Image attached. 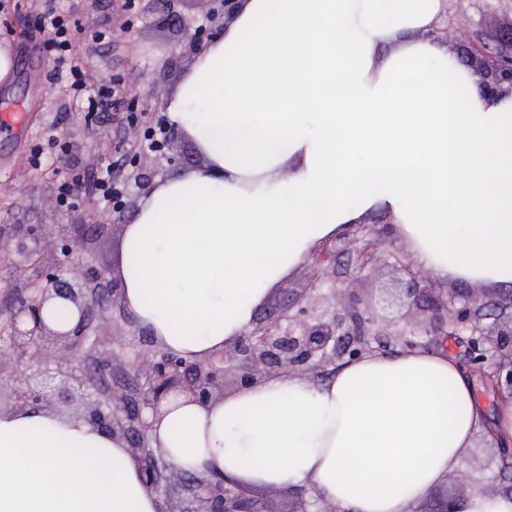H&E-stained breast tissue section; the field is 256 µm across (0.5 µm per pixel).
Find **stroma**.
I'll return each mask as SVG.
<instances>
[{"label": "stroma", "instance_id": "stroma-1", "mask_svg": "<svg viewBox=\"0 0 512 512\" xmlns=\"http://www.w3.org/2000/svg\"><path fill=\"white\" fill-rule=\"evenodd\" d=\"M50 4L81 24L75 38L88 64L87 81L117 87L119 110L85 122L81 106L53 80L54 56L40 27ZM207 10L204 0H180L177 11L186 24L181 30L159 15L124 10L123 0H0V40L11 43L16 59L11 83L0 85V110L22 102L28 113L22 140L0 137V225L37 226L46 247L53 242L52 225L106 221L82 265L107 275L118 268L123 227L112 224L111 205L94 199L92 179L109 164L128 171L134 162L147 161L148 151L139 147L143 131L165 120L168 95L196 59L185 32L204 24ZM94 31L103 32V39H91ZM436 39L473 76L482 77V59L512 44V0H446ZM76 168L84 179L73 188V206H51L48 188L70 181ZM499 469L496 448L476 439L458 470L415 512H434L438 498L456 491L470 474L481 473L487 484L495 481Z\"/></svg>", "mask_w": 512, "mask_h": 512}]
</instances>
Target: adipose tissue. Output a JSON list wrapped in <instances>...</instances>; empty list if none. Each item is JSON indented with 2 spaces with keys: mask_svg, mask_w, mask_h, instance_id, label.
I'll return each mask as SVG.
<instances>
[{
  "mask_svg": "<svg viewBox=\"0 0 512 512\" xmlns=\"http://www.w3.org/2000/svg\"><path fill=\"white\" fill-rule=\"evenodd\" d=\"M444 0H236L170 98L203 166L125 224L122 297L154 345L202 361L322 242L381 209L418 266L512 288V96L436 43ZM151 439L178 470L309 489L336 512H414L487 423L452 357L368 352L319 381L265 379L164 402ZM0 512H160L127 444L84 418L0 410Z\"/></svg>",
  "mask_w": 512,
  "mask_h": 512,
  "instance_id": "ef3b65f1",
  "label": "adipose tissue"
}]
</instances>
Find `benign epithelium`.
<instances>
[{
	"instance_id": "1",
	"label": "benign epithelium",
	"mask_w": 512,
	"mask_h": 512,
	"mask_svg": "<svg viewBox=\"0 0 512 512\" xmlns=\"http://www.w3.org/2000/svg\"><path fill=\"white\" fill-rule=\"evenodd\" d=\"M484 69L483 86L488 91H512V47L489 60ZM155 173L156 169L142 165L128 179L147 194L154 188ZM80 229L79 224H55L53 240L66 252L85 251L90 242L79 235ZM387 234L386 226L350 225L343 240L325 243L311 255L307 283L300 292L261 307L250 328L224 351L204 362L186 363L162 351L144 355L117 323L110 333L116 350H104L94 327L96 310L121 298V281L100 273H77L74 262L64 279L56 256L37 247L36 231L15 225L8 232L1 225L0 245L16 255L12 265L19 273L21 291L6 327L0 326V340L8 338L31 364H50L41 380L26 379L11 386L12 408L50 409L56 399L69 403L78 397L85 420L126 442L141 464L148 490L165 493L181 484L200 502V512H268L238 485L231 492L224 480L216 483L178 471L161 449L151 445L152 423L145 412L157 413L171 396L188 394L204 403L223 396L229 387H245L283 372L306 376L318 367L334 368L371 350V340L379 337L416 347L415 336L439 345L449 336L466 335L469 366L512 399V312H507L512 297L506 306L473 293L441 300L429 276L412 271L398 255L395 264L389 263L380 250ZM390 266L399 275L380 289L374 301L345 287L358 274L378 276ZM56 297L72 303L79 313L77 324L66 333L52 330L42 318L43 307ZM490 307L500 312L488 324L484 310ZM95 353L99 376L119 370L135 381L134 387L86 388L79 372L84 360ZM466 498L464 488L443 498L437 512H461Z\"/></svg>"
}]
</instances>
